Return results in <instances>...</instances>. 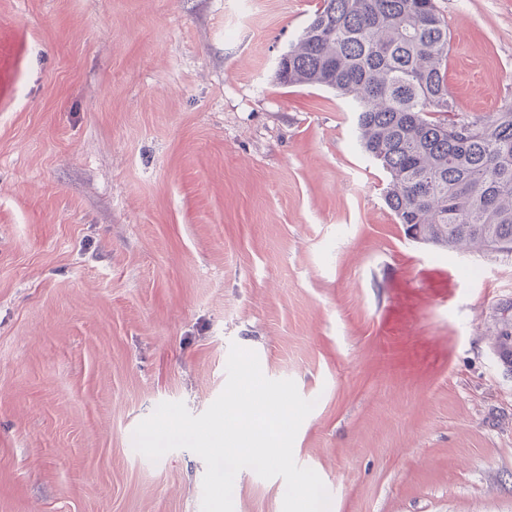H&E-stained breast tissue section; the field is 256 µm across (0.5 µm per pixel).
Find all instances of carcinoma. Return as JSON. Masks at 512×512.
I'll return each instance as SVG.
<instances>
[{"label":"carcinoma","mask_w":512,"mask_h":512,"mask_svg":"<svg viewBox=\"0 0 512 512\" xmlns=\"http://www.w3.org/2000/svg\"><path fill=\"white\" fill-rule=\"evenodd\" d=\"M448 52L435 0H319L275 77L352 102L360 145L387 173L386 204L411 238L512 252V100L461 113Z\"/></svg>","instance_id":"carcinoma-1"}]
</instances>
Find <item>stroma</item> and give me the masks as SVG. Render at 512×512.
I'll return each instance as SVG.
<instances>
[{"label":"stroma","mask_w":512,"mask_h":512,"mask_svg":"<svg viewBox=\"0 0 512 512\" xmlns=\"http://www.w3.org/2000/svg\"><path fill=\"white\" fill-rule=\"evenodd\" d=\"M460 111L512 99V0H435ZM317 0H0V512H200L231 345L316 406L333 512H512V253L406 238L347 99L282 85ZM241 473L234 512H282Z\"/></svg>","instance_id":"35a3bbf8"}]
</instances>
